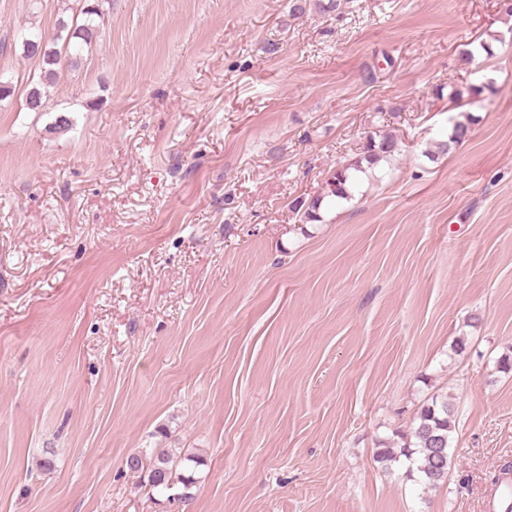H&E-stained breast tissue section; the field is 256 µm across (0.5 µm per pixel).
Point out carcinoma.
Listing matches in <instances>:
<instances>
[{
	"label": "carcinoma",
	"instance_id": "cac0c4a2",
	"mask_svg": "<svg viewBox=\"0 0 512 512\" xmlns=\"http://www.w3.org/2000/svg\"><path fill=\"white\" fill-rule=\"evenodd\" d=\"M87 4L96 5L93 11L79 9L65 20L60 18L55 24V33L49 39L40 33H20L23 55L27 59L39 62L38 77L29 81L30 88L24 99V108L29 112H41L47 89L58 84L59 66L67 61L76 64L82 51L92 47L100 37L104 21L101 0H87ZM469 133V125L457 122L453 125L449 140L437 146L446 152L450 145L462 143ZM398 151V141L391 133H384L375 139L369 138L363 147L362 157L336 169L326 181V191L304 203L293 206L299 221L307 224L321 219L320 209L325 198L347 199L351 191L347 183L350 173L364 172L382 161L390 160ZM457 411L448 398L431 397L418 412L410 433L402 437V444L392 443L379 449L377 458L381 463L397 462L407 464V473L426 488H436L448 477L451 464L449 454L452 433L456 428ZM128 469L146 471L150 487L166 492L182 485L176 493L177 499L185 503L191 496L190 487L195 484L191 475L178 472L176 460L165 450L152 449L149 452L133 454L126 460Z\"/></svg>",
	"mask_w": 512,
	"mask_h": 512
}]
</instances>
